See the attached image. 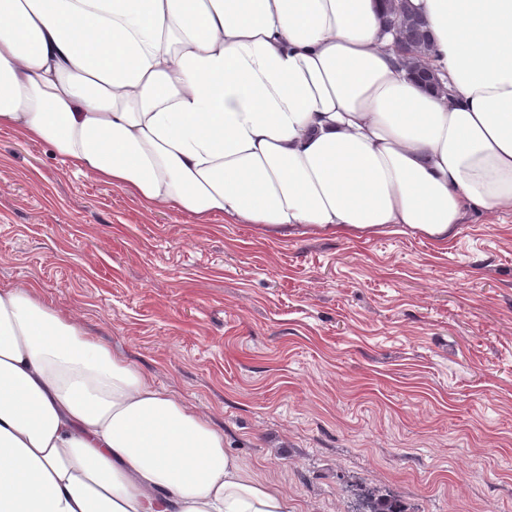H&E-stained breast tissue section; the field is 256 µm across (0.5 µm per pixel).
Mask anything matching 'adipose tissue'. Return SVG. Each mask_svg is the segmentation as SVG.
<instances>
[{
  "instance_id": "ef3b65f1",
  "label": "adipose tissue",
  "mask_w": 512,
  "mask_h": 512,
  "mask_svg": "<svg viewBox=\"0 0 512 512\" xmlns=\"http://www.w3.org/2000/svg\"><path fill=\"white\" fill-rule=\"evenodd\" d=\"M0 0V129L145 206L264 233L512 210V0ZM0 512H289L195 406L34 286H0ZM389 12L395 15V20L397 24L401 27H407L404 31L403 40L397 44L398 51L403 55L410 54L415 50L423 47H431V40L428 30L423 23L418 27H408L414 24L421 22L420 18L414 17L412 15L406 14L402 11L401 6L397 2L399 0H388ZM396 24V25H397ZM428 32H427V30Z\"/></svg>"
}]
</instances>
